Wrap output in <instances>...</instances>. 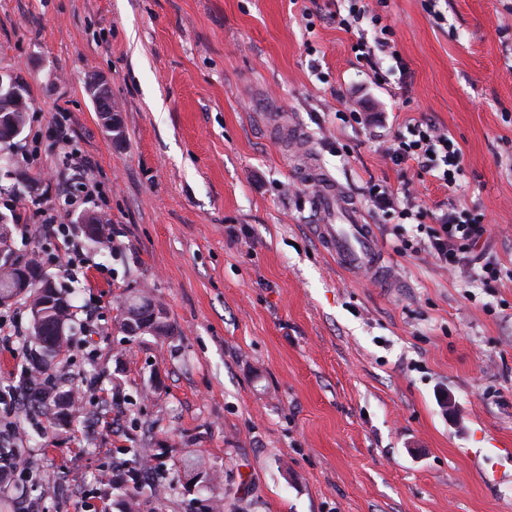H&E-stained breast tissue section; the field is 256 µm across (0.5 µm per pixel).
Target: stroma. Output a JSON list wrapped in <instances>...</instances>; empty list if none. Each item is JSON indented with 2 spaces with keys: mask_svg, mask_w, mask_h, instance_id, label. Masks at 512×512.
<instances>
[{
  "mask_svg": "<svg viewBox=\"0 0 512 512\" xmlns=\"http://www.w3.org/2000/svg\"><path fill=\"white\" fill-rule=\"evenodd\" d=\"M367 3L394 30L373 70L352 46L375 32L340 29L343 0H0V75L31 102L0 143V215L15 254L70 294L58 395L88 387L65 421L51 405L0 418V453L20 464L0 512H119L112 467L128 448L160 466L143 512H199L188 456L223 512H512V0ZM95 75L122 144L89 95ZM351 110L366 126L341 120ZM411 118L461 148L456 189L384 158ZM307 158L372 226L391 283L341 269L322 243ZM407 181L424 211L484 214L493 287L397 253L417 227L365 189ZM54 209L112 221L110 245L83 242L85 278L35 230ZM137 289L170 336L121 329ZM0 316L6 393L32 362L25 298ZM96 111L105 130L115 144H120L123 138V127L120 113L112 106V88L107 81L93 77L88 84Z\"/></svg>",
  "mask_w": 512,
  "mask_h": 512,
  "instance_id": "35a3bbf8",
  "label": "stroma"
}]
</instances>
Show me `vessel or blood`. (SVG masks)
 Returning a JSON list of instances; mask_svg holds the SVG:
<instances>
[{
    "label": "vessel or blood",
    "mask_w": 512,
    "mask_h": 512,
    "mask_svg": "<svg viewBox=\"0 0 512 512\" xmlns=\"http://www.w3.org/2000/svg\"><path fill=\"white\" fill-rule=\"evenodd\" d=\"M312 206L321 218L322 239L342 266L354 271L378 270L381 258L371 227L340 191L325 185Z\"/></svg>",
    "instance_id": "1"
}]
</instances>
